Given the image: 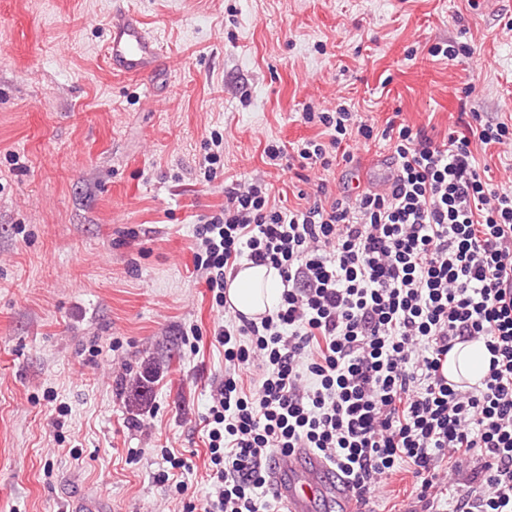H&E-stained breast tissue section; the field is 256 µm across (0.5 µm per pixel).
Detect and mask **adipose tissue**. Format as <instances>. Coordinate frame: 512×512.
Wrapping results in <instances>:
<instances>
[{
    "mask_svg": "<svg viewBox=\"0 0 512 512\" xmlns=\"http://www.w3.org/2000/svg\"><path fill=\"white\" fill-rule=\"evenodd\" d=\"M280 287L277 270L245 261L227 281V304L243 316L254 318L275 308ZM489 362L490 355L483 344L460 343L449 352L442 371L448 378L474 383L487 373Z\"/></svg>",
    "mask_w": 512,
    "mask_h": 512,
    "instance_id": "ef3b65f1",
    "label": "adipose tissue"
}]
</instances>
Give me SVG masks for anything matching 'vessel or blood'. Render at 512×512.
<instances>
[{"instance_id":"1","label":"vessel or blood","mask_w":512,"mask_h":512,"mask_svg":"<svg viewBox=\"0 0 512 512\" xmlns=\"http://www.w3.org/2000/svg\"><path fill=\"white\" fill-rule=\"evenodd\" d=\"M164 52L157 35L138 16L117 10L112 17L106 56L113 72L141 79L151 74ZM269 481L286 512H308L323 494L347 498L351 488L345 478L317 453L307 448L276 457Z\"/></svg>"}]
</instances>
